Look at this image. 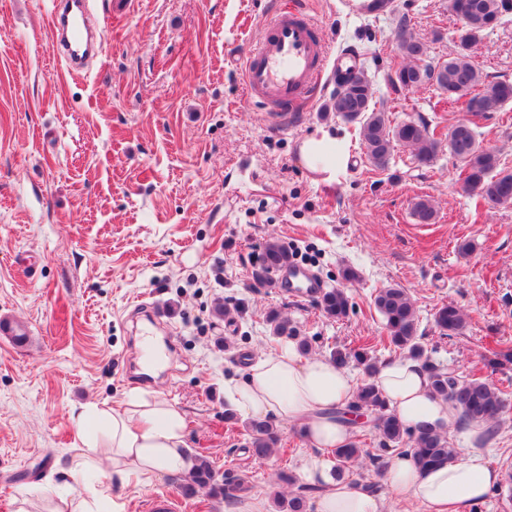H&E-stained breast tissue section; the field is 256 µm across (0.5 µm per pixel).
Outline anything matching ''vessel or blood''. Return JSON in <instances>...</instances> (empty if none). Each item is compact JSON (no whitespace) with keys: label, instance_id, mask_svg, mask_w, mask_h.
Listing matches in <instances>:
<instances>
[{"label":"vessel or blood","instance_id":"b4317fda","mask_svg":"<svg viewBox=\"0 0 512 512\" xmlns=\"http://www.w3.org/2000/svg\"><path fill=\"white\" fill-rule=\"evenodd\" d=\"M88 8V0H49L54 50L72 76L84 74L103 51L99 31L87 23ZM328 60L319 27L303 10L277 14L245 60L246 90L283 121L294 122L296 108L313 97ZM284 286L296 298L322 291L310 270L297 263L286 270Z\"/></svg>","mask_w":512,"mask_h":512}]
</instances>
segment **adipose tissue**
<instances>
[{"label":"adipose tissue","mask_w":512,"mask_h":512,"mask_svg":"<svg viewBox=\"0 0 512 512\" xmlns=\"http://www.w3.org/2000/svg\"><path fill=\"white\" fill-rule=\"evenodd\" d=\"M300 156L306 167L324 172L325 184L331 185L347 167L349 150L343 135L322 129L303 140ZM374 382L387 410L404 426L447 429L451 421L448 405L432 396L421 362L396 359L381 364ZM357 387L344 367L322 357H303L291 341L257 357L244 377L226 379L224 398L242 415L297 424L311 446L327 450L347 444L350 427L329 419L326 412L347 406ZM100 418L108 426L106 445L112 450V471L105 480L87 486L85 495L62 500L54 512H95L97 502L106 497L112 500V512H126L124 501L110 495L113 484L146 489L160 475L182 474L192 466L185 451V415L176 406L141 395L109 410L92 405L75 417L78 436H85L88 426ZM302 477L321 489L316 512H382L381 498L336 481L322 459H310ZM500 481L488 451L478 448L465 449L427 468L420 467L412 452L406 451L393 455L386 471L391 498L414 501L425 512H471Z\"/></svg>","instance_id":"adipose-tissue-1"}]
</instances>
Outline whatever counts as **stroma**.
<instances>
[{"instance_id":"1","label":"stroma","mask_w":512,"mask_h":512,"mask_svg":"<svg viewBox=\"0 0 512 512\" xmlns=\"http://www.w3.org/2000/svg\"><path fill=\"white\" fill-rule=\"evenodd\" d=\"M97 0L104 51L86 77L64 74L52 52L46 0H0V512H43L112 469L98 451L83 469L71 414L107 409L139 393L174 404L188 422L187 452L245 486L234 504L199 491L188 512H272L279 472L300 476L317 452L300 428L276 426L266 462L247 448L245 416L224 419V381L279 344L266 320L288 317L309 355L350 352L384 333L372 305L389 285L405 288L433 363L479 376L506 392L497 432L483 443L498 468L512 465V206L476 205L441 151L427 165L397 147L373 167L358 126L325 105L321 84L288 128L246 92L243 60L265 24L299 7L321 27L329 53L358 49L376 108L395 123L448 127L466 116L435 85L393 91L399 63L393 14L353 0H133L117 16ZM432 63L456 49L460 20L448 0H395ZM487 80L512 82V16L472 49ZM321 128L344 134L347 170L328 186L300 161L303 139ZM477 141L512 171V103L477 121ZM435 217L422 224L418 200ZM277 237L325 287L353 304L327 317L316 299L289 297L257 281L256 256ZM470 243L468 255L458 251ZM359 278L345 283V268ZM244 305L234 320L216 302ZM454 303L461 335L442 336L436 310ZM170 342L165 365L138 377L144 330Z\"/></svg>"}]
</instances>
